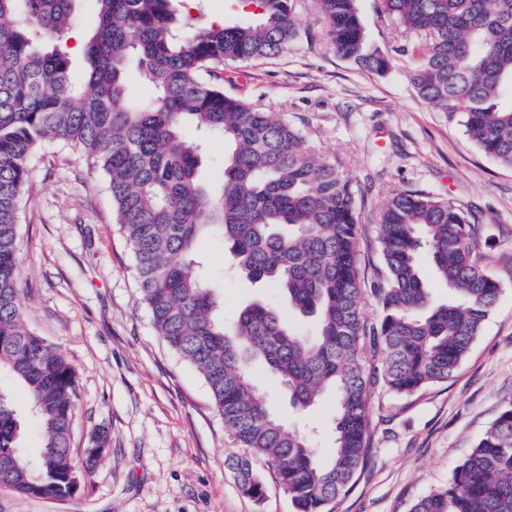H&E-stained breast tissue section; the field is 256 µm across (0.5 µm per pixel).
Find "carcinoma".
<instances>
[{
  "instance_id": "cac0c4a2",
  "label": "carcinoma",
  "mask_w": 512,
  "mask_h": 512,
  "mask_svg": "<svg viewBox=\"0 0 512 512\" xmlns=\"http://www.w3.org/2000/svg\"><path fill=\"white\" fill-rule=\"evenodd\" d=\"M77 0H0V373L23 386L41 446H21L23 417L0 393V490L43 500L73 495L70 452L77 373L22 321L20 204L31 164L51 143L72 147L107 180L116 223L134 256L140 301L157 335L201 373L242 454L240 490L259 499L255 462L274 469L295 512H327L369 452L368 385L412 395L444 382L468 356L500 293L479 263L469 212L419 190L392 193L379 212L383 260L363 311L359 189L293 124L224 93L219 70L279 55L299 39L297 0H242L243 18L199 26L174 0H95L98 25L85 85L72 83L59 42ZM358 0H315L336 56L377 75L392 67L373 46ZM409 38L411 82L423 104L462 125L478 149L512 168V0H377ZM149 89L132 91L131 79ZM220 136L219 193L199 178L205 138ZM219 237L234 270L316 318L305 336L277 304L255 301L229 321L195 260ZM428 262L451 291L433 304ZM379 364L366 372L364 349ZM261 365L306 412L332 397L330 451L283 421L253 381ZM411 512H512V406L454 470L448 487Z\"/></svg>"
}]
</instances>
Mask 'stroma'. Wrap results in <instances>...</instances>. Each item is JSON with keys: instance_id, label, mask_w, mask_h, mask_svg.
Returning a JSON list of instances; mask_svg holds the SVG:
<instances>
[{"instance_id": "35a3bbf8", "label": "stroma", "mask_w": 512, "mask_h": 512, "mask_svg": "<svg viewBox=\"0 0 512 512\" xmlns=\"http://www.w3.org/2000/svg\"><path fill=\"white\" fill-rule=\"evenodd\" d=\"M76 15L60 47L80 83L89 63L76 42L96 26L93 0H78ZM296 22L300 39L291 50L226 66L224 91L298 126L362 189L366 281L383 267L378 211L393 191L413 189L471 213L485 268L501 284L469 356L447 381L411 396L369 387L370 455L329 512H411L418 499L447 487L512 404V169L481 153L459 118L418 101L408 57L395 56L378 76L331 52L313 0H301ZM196 255L225 313L271 298L263 285L229 274L223 243L200 239ZM19 257L25 327L77 371L71 453L82 460L100 428L110 446L72 497L0 492V512H294L266 462L256 464L262 499L239 490L229 466L236 448L202 375L165 345L138 300L106 180L69 147L48 148L33 163Z\"/></svg>"}]
</instances>
